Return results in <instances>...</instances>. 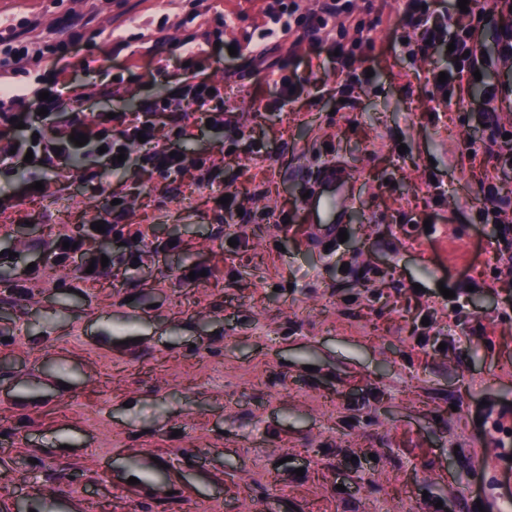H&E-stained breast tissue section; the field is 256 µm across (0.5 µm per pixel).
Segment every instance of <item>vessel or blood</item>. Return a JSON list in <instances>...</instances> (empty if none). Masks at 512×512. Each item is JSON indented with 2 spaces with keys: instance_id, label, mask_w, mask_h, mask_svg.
<instances>
[{
  "instance_id": "obj_1",
  "label": "vessel or blood",
  "mask_w": 512,
  "mask_h": 512,
  "mask_svg": "<svg viewBox=\"0 0 512 512\" xmlns=\"http://www.w3.org/2000/svg\"><path fill=\"white\" fill-rule=\"evenodd\" d=\"M356 176L345 166L330 161L311 172L303 188L309 196L300 200L299 207L307 217L311 247L324 250L326 244L339 240L347 213L354 203Z\"/></svg>"
}]
</instances>
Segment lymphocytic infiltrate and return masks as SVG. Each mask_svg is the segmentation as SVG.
I'll return each instance as SVG.
<instances>
[{
  "label": "lymphocytic infiltrate",
  "instance_id": "obj_1",
  "mask_svg": "<svg viewBox=\"0 0 512 512\" xmlns=\"http://www.w3.org/2000/svg\"><path fill=\"white\" fill-rule=\"evenodd\" d=\"M261 11L269 25L260 37L245 36L236 43V57L262 67L273 80L277 96L271 107L283 110L292 105L298 96L301 80L297 75H285L284 68L273 59L271 41L279 35H288L295 41L317 43L323 35L336 36L331 64L342 65L358 54L374 51L372 32L380 24V16L352 20L350 0H321L318 10L306 11L300 0H261ZM397 28L402 29L405 42L402 51L408 57H428L447 52L450 66L446 82H439L441 72L431 70L429 80L435 90L437 102H444L446 95L461 91L464 85L474 83V71L484 70L485 65L475 51L477 26L463 25L456 14L451 13L447 0H400L395 12ZM40 25L38 19L24 16L9 25L0 34V71L21 75L30 73L44 55L69 52L88 31L90 22L80 16L65 22L66 38L32 40L31 34ZM355 28L356 38H348V28ZM48 91L44 100L46 115L31 110L32 101L40 91L23 84L0 83V128L17 131V139L11 140L10 150L0 151V167L13 169L15 161L29 160L32 169L53 170L67 162L83 157H96L99 170L88 172L84 180L91 190L106 195L109 175L124 172L128 164L119 161L120 151L131 150L138 141H145L150 151L146 156L153 170L167 175L182 173L187 156L172 151L170 145L158 142L156 114L167 116L171 137L175 140L189 138L195 127L209 122L212 125H228V112L221 94L210 93L198 84L181 79L170 88L164 100H154L144 107L116 113L114 117L100 116V133L92 135L91 127L82 113L61 112L57 102L63 90L57 80H44L42 91ZM487 96L477 109L484 117L488 130L480 147L494 154L503 176L512 175V125L500 121L496 111L494 87H487ZM23 122V129H16V122ZM87 135L83 146H75L71 133ZM499 188L488 184L483 193L479 216L483 221L501 225L498 240V258L507 273L512 274V227L503 224L497 205Z\"/></svg>",
  "mask_w": 512,
  "mask_h": 512
}]
</instances>
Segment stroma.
Listing matches in <instances>:
<instances>
[{"label": "stroma", "mask_w": 512, "mask_h": 512, "mask_svg": "<svg viewBox=\"0 0 512 512\" xmlns=\"http://www.w3.org/2000/svg\"><path fill=\"white\" fill-rule=\"evenodd\" d=\"M220 9L243 15L227 42L266 22L255 0H0V22L34 15L45 32L93 15L78 48L23 78L69 82L67 111L138 107L193 74L267 147L231 155L228 130H196L186 149L209 186L162 178L134 148L110 183L146 235L94 240L109 263L92 283L53 240L87 235L104 198L74 166L44 199L0 169V512H512V437L481 421L512 427V275L478 218L494 180L512 220V178L467 150L487 135L482 85L505 73L435 113L427 76L445 56L387 53L370 81L357 62L267 112L264 71L185 65ZM328 159L358 190L347 240L324 253L297 176ZM219 190L247 196L244 214L225 220Z\"/></svg>", "instance_id": "stroma-1"}]
</instances>
